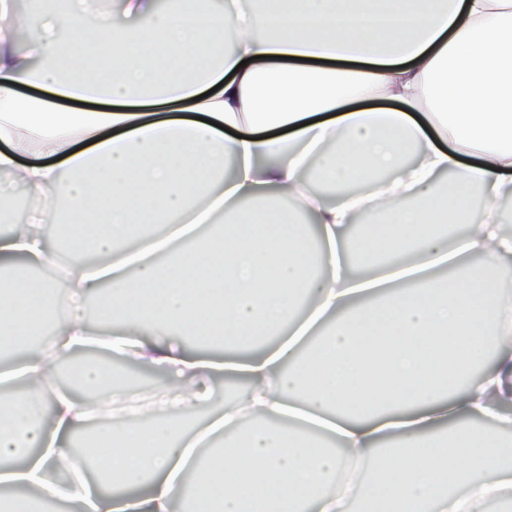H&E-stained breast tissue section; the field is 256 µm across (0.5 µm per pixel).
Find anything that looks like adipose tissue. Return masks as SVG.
I'll return each instance as SVG.
<instances>
[{
    "instance_id": "1",
    "label": "adipose tissue",
    "mask_w": 512,
    "mask_h": 512,
    "mask_svg": "<svg viewBox=\"0 0 512 512\" xmlns=\"http://www.w3.org/2000/svg\"><path fill=\"white\" fill-rule=\"evenodd\" d=\"M65 2L0 0V512H512V0ZM93 342L158 412L64 390Z\"/></svg>"
}]
</instances>
